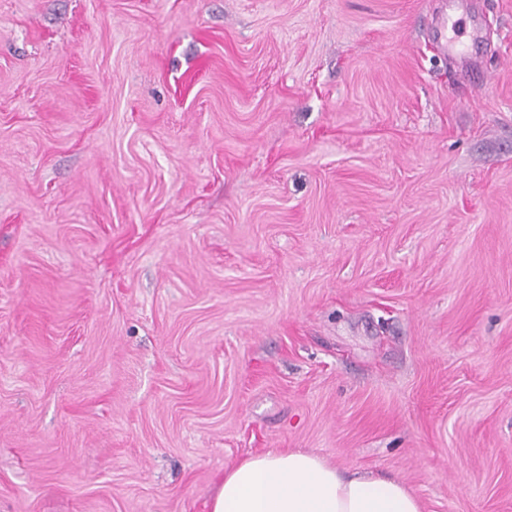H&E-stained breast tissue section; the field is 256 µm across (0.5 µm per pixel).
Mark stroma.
Returning <instances> with one entry per match:
<instances>
[{
  "mask_svg": "<svg viewBox=\"0 0 512 512\" xmlns=\"http://www.w3.org/2000/svg\"><path fill=\"white\" fill-rule=\"evenodd\" d=\"M0 0V512H204L267 451L512 512V0Z\"/></svg>",
  "mask_w": 512,
  "mask_h": 512,
  "instance_id": "35a3bbf8",
  "label": "stroma"
}]
</instances>
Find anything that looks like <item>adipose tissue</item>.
Instances as JSON below:
<instances>
[{
  "label": "adipose tissue",
  "mask_w": 512,
  "mask_h": 512,
  "mask_svg": "<svg viewBox=\"0 0 512 512\" xmlns=\"http://www.w3.org/2000/svg\"><path fill=\"white\" fill-rule=\"evenodd\" d=\"M208 512H423L395 477L345 471L300 451L245 457L215 479Z\"/></svg>",
  "instance_id": "1"
}]
</instances>
